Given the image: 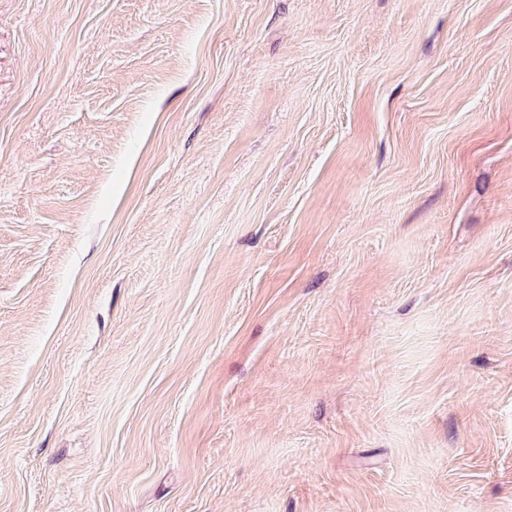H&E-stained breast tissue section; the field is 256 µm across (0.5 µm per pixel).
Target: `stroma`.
Here are the masks:
<instances>
[{"mask_svg": "<svg viewBox=\"0 0 512 512\" xmlns=\"http://www.w3.org/2000/svg\"><path fill=\"white\" fill-rule=\"evenodd\" d=\"M0 512H512V0H0Z\"/></svg>", "mask_w": 512, "mask_h": 512, "instance_id": "stroma-1", "label": "stroma"}]
</instances>
